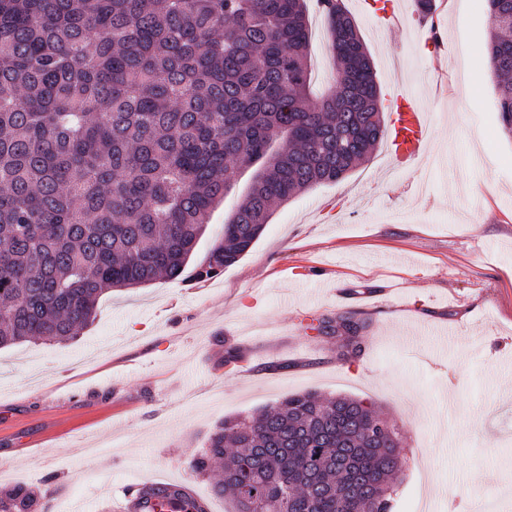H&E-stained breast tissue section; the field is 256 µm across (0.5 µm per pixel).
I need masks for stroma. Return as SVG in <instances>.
Listing matches in <instances>:
<instances>
[{
	"mask_svg": "<svg viewBox=\"0 0 512 512\" xmlns=\"http://www.w3.org/2000/svg\"><path fill=\"white\" fill-rule=\"evenodd\" d=\"M402 26L357 23L385 98L430 112L425 158L396 167L387 146L336 183L274 212L235 265L209 279L105 294L65 343L0 349V488L40 489L53 512H118L138 485L178 482L228 512L191 459L220 421L303 392L372 402L403 435L393 512L428 497L434 512H512V137L482 50L476 0H433L442 48L415 0H390ZM312 87L334 86L326 21L311 14ZM478 99H470V89ZM236 170L211 213L202 262L252 182ZM364 296L347 303L320 283ZM352 313L362 352L300 329ZM456 331L440 345L430 326ZM240 359L225 364L227 351Z\"/></svg>",
	"mask_w": 512,
	"mask_h": 512,
	"instance_id": "35a3bbf8",
	"label": "stroma"
}]
</instances>
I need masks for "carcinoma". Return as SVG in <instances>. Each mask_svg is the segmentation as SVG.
I'll return each instance as SVG.
<instances>
[{
  "label": "carcinoma",
  "mask_w": 512,
  "mask_h": 512,
  "mask_svg": "<svg viewBox=\"0 0 512 512\" xmlns=\"http://www.w3.org/2000/svg\"><path fill=\"white\" fill-rule=\"evenodd\" d=\"M336 87L310 92L307 0H0V348L73 339L110 289L218 275L271 206L344 179L386 140L371 54L318 0ZM484 47L512 136V0H486ZM257 170L189 269L229 171ZM364 323L321 318L357 357ZM402 436L371 403L314 392L226 418L192 461L236 512H391ZM27 486L0 512H45Z\"/></svg>",
  "instance_id": "carcinoma-1"
}]
</instances>
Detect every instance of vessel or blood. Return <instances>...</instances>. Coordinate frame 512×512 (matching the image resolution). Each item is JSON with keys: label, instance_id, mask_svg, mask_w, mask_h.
<instances>
[{"label": "vessel or blood", "instance_id": "obj_1", "mask_svg": "<svg viewBox=\"0 0 512 512\" xmlns=\"http://www.w3.org/2000/svg\"><path fill=\"white\" fill-rule=\"evenodd\" d=\"M365 16L374 20L379 30H387L400 24L396 10L381 9L378 0H358ZM430 124L427 112L409 96L398 95L386 138L393 160L405 165L418 160L428 149ZM155 493L149 499L130 498L127 512H157L168 490L167 483H154Z\"/></svg>", "mask_w": 512, "mask_h": 512}]
</instances>
